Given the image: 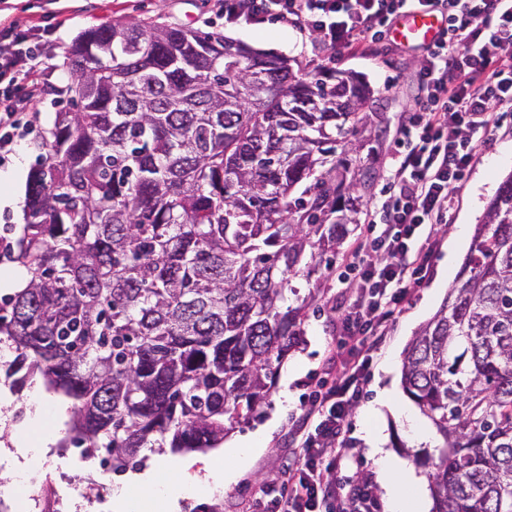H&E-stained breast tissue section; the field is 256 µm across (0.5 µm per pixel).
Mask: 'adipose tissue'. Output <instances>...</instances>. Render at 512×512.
<instances>
[{"mask_svg": "<svg viewBox=\"0 0 512 512\" xmlns=\"http://www.w3.org/2000/svg\"><path fill=\"white\" fill-rule=\"evenodd\" d=\"M69 409V404L63 400L50 405L38 397L32 400L27 410L28 421L38 427L40 434L29 441L22 458L13 463L14 488H21L41 478L43 461L50 445L55 443L62 423L67 420ZM254 447L255 441L251 438L225 443L223 453L231 464L221 470L206 465L191 472L179 466L175 469L174 479L162 480L156 476L154 469L148 468L135 474L133 480L149 487L163 512H177L180 499L209 494L217 487L234 482L240 472L248 467Z\"/></svg>", "mask_w": 512, "mask_h": 512, "instance_id": "obj_1", "label": "adipose tissue"}]
</instances>
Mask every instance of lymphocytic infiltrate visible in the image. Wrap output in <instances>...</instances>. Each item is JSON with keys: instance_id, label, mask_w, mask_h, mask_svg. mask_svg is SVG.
I'll return each mask as SVG.
<instances>
[{"instance_id": "f902f5d3", "label": "lymphocytic infiltrate", "mask_w": 512, "mask_h": 512, "mask_svg": "<svg viewBox=\"0 0 512 512\" xmlns=\"http://www.w3.org/2000/svg\"><path fill=\"white\" fill-rule=\"evenodd\" d=\"M412 8L438 12L445 27L420 51L415 108L396 130L384 191L371 202L380 221L368 229L383 260L374 263L361 243L347 255L363 283L355 299L339 304L347 352L303 412L296 466L259 486L262 512H379L367 483L325 474L345 470L346 417L378 342L428 277L437 227L447 221L480 140L512 112V0H224L225 22L258 24L271 16L314 33L315 46L371 60L392 22ZM26 40L19 31L0 42V146L23 122L18 88L25 75L16 63Z\"/></svg>"}]
</instances>
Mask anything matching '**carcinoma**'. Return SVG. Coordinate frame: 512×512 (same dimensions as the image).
Returning <instances> with one entry per match:
<instances>
[{
    "label": "carcinoma",
    "instance_id": "carcinoma-1",
    "mask_svg": "<svg viewBox=\"0 0 512 512\" xmlns=\"http://www.w3.org/2000/svg\"><path fill=\"white\" fill-rule=\"evenodd\" d=\"M67 64L76 110L57 113L9 247L27 283L0 299L4 376L70 401L58 447L122 473L255 417L312 277L358 225L375 173L347 154L378 123L353 74L151 18L84 30ZM401 384L440 436L417 454L430 512H512V174Z\"/></svg>",
    "mask_w": 512,
    "mask_h": 512
}]
</instances>
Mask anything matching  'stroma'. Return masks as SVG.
<instances>
[{
	"mask_svg": "<svg viewBox=\"0 0 512 512\" xmlns=\"http://www.w3.org/2000/svg\"><path fill=\"white\" fill-rule=\"evenodd\" d=\"M152 18L159 23L201 32H218L231 41L243 42L252 48L274 52L297 60L307 72L325 69L332 73L353 72L363 77L376 100L375 110L383 117L379 136L372 152H360L352 158L353 165L381 171L395 125L401 116L414 108L417 55L406 52L403 59L388 63L374 62L344 53L331 57L329 51L314 52L310 32L271 19L259 25H230L224 21L219 0H0V38L11 24L28 29L33 52L42 56L39 65H32L28 55H20L18 67L31 70L33 79L45 86H64L70 72L62 61L75 37L84 29L115 20ZM72 103L55 95L45 94L31 99L27 108L32 132L18 140L11 152L0 158V176L10 175L17 159H24L26 172H33L45 152L44 142L54 125L56 115L68 112ZM512 173V126L490 135L478 149L477 160L457 193L449 223L440 225L442 242L434 255L428 280L409 296L402 311L392 319L389 333L374 355V366L364 392L351 413L350 437L354 454L360 461V472L369 480L377 478V457L370 450L369 435L380 427L387 449L395 450L404 469L401 480L407 481L406 494L412 512H430V491L410 485L409 476H423L424 470L415 462L421 444L411 440L400 417V411L413 402L401 389V368L406 348L415 333L440 309L452 283L459 274L468 252L470 237L481 223L490 199L502 180ZM343 261H335L331 269L319 270V298L303 324V335L297 347L289 352L286 364L296 369L289 386L290 399L280 402L278 392H271L258 418L235 429L233 436L243 439L257 431H265L267 440L250 466L238 479L224 489L182 501L180 512H256L255 491L264 483L276 481L282 470L294 466L290 452L295 423L318 382L332 378L336 372V321L340 312L335 307L337 296L355 297L359 283L345 275ZM41 385L20 390L0 379V413L11 414L13 425L26 422V410L33 395L42 393ZM12 425V427H13ZM12 427L0 428V448H15ZM45 474L38 485L49 496L65 498L72 494V479L81 477L87 496L96 490L88 485V477L98 476L96 461L83 459L78 449L48 457Z\"/></svg>",
	"mask_w": 512,
	"mask_h": 512,
	"instance_id": "obj_1",
	"label": "stroma"
}]
</instances>
